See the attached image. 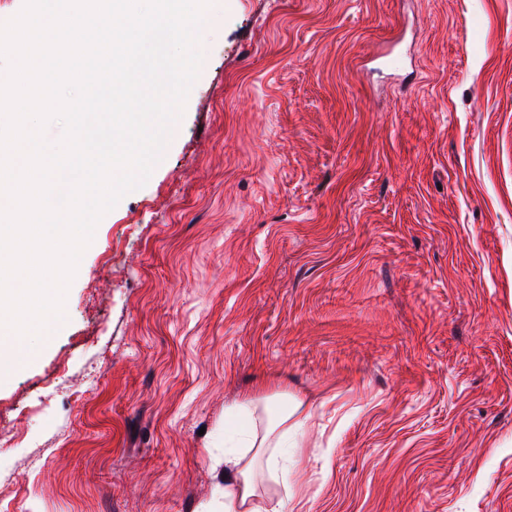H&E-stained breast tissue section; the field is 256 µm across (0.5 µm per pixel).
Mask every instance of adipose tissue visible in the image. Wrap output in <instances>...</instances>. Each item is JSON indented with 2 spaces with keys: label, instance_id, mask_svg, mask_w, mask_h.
<instances>
[{
  "label": "adipose tissue",
  "instance_id": "ef3b65f1",
  "mask_svg": "<svg viewBox=\"0 0 512 512\" xmlns=\"http://www.w3.org/2000/svg\"><path fill=\"white\" fill-rule=\"evenodd\" d=\"M300 400L271 412L268 401L245 398L231 418L249 421L241 448L224 453V512H285L287 496L266 491V480H278L280 460L290 433L300 430L306 416Z\"/></svg>",
  "mask_w": 512,
  "mask_h": 512
}]
</instances>
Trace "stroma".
Returning a JSON list of instances; mask_svg holds the SVG:
<instances>
[{"instance_id": "1", "label": "stroma", "mask_w": 512, "mask_h": 512, "mask_svg": "<svg viewBox=\"0 0 512 512\" xmlns=\"http://www.w3.org/2000/svg\"><path fill=\"white\" fill-rule=\"evenodd\" d=\"M211 15L160 162L0 385V512H224V412L279 394L288 512H512V0Z\"/></svg>"}]
</instances>
